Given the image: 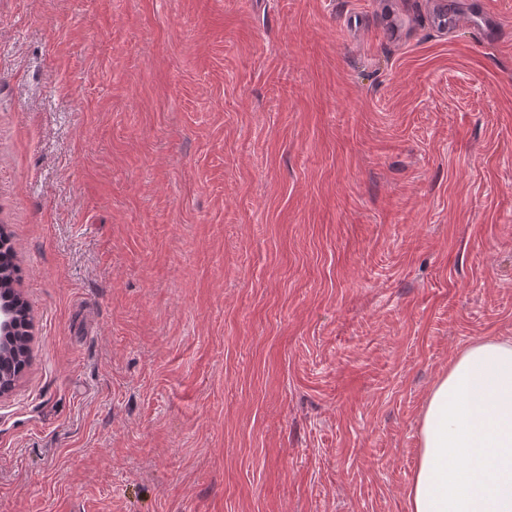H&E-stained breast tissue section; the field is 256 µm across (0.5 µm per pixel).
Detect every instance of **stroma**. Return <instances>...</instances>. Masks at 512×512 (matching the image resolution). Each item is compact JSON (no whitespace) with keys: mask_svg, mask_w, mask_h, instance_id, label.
Returning a JSON list of instances; mask_svg holds the SVG:
<instances>
[{"mask_svg":"<svg viewBox=\"0 0 512 512\" xmlns=\"http://www.w3.org/2000/svg\"><path fill=\"white\" fill-rule=\"evenodd\" d=\"M453 6L0 0V512H409L431 387L512 337V0ZM20 276V269L12 262L11 246L5 237L0 234V289L10 288ZM11 298L0 301V397L8 394L14 386L15 377L10 376V370H4L6 362L16 356L17 343L14 331L17 325L15 319L16 305L10 302Z\"/></svg>","mask_w":512,"mask_h":512,"instance_id":"35a3bbf8","label":"stroma"}]
</instances>
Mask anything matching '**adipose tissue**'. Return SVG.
Instances as JSON below:
<instances>
[{
  "instance_id": "obj_1",
  "label": "adipose tissue",
  "mask_w": 512,
  "mask_h": 512,
  "mask_svg": "<svg viewBox=\"0 0 512 512\" xmlns=\"http://www.w3.org/2000/svg\"><path fill=\"white\" fill-rule=\"evenodd\" d=\"M410 512H512V339L469 344L431 389Z\"/></svg>"
}]
</instances>
